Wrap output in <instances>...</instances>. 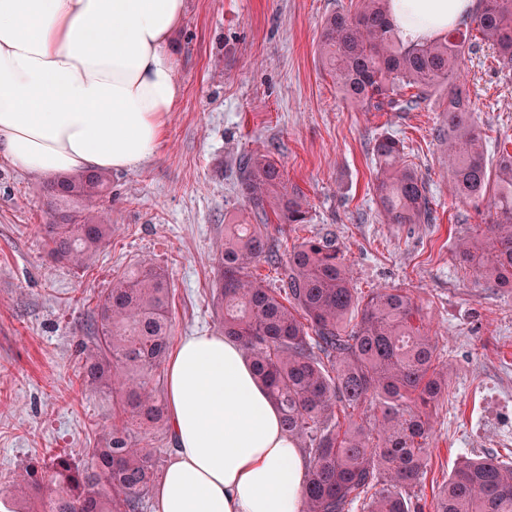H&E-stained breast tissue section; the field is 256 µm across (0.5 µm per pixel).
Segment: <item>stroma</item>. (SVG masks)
Segmentation results:
<instances>
[{"instance_id": "35a3bbf8", "label": "stroma", "mask_w": 512, "mask_h": 512, "mask_svg": "<svg viewBox=\"0 0 512 512\" xmlns=\"http://www.w3.org/2000/svg\"><path fill=\"white\" fill-rule=\"evenodd\" d=\"M357 0H185L172 54L181 96L155 152L110 171L96 201L112 235L89 272L50 259L37 233L47 223L45 175L0 159V490L24 467L56 454L81 463L112 423L111 397L85 391L77 345L112 280L147 260L167 270L173 341L218 329L212 296L224 226L251 222L233 168L267 153L311 205V221L270 226L280 253L304 240H334L362 294L403 288L429 327L448 392L424 415L431 469L417 493L431 499L458 458L512 461V292L484 288L454 256L483 217L448 193L434 130L445 87L421 108L364 112L343 100L318 54L321 27ZM495 160L512 138V69L488 46L458 70ZM403 139L437 221L389 224L376 202L375 138Z\"/></svg>"}]
</instances>
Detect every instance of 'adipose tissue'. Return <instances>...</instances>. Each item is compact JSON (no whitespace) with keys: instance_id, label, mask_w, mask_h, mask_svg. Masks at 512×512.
Returning <instances> with one entry per match:
<instances>
[{"instance_id":"obj_1","label":"adipose tissue","mask_w":512,"mask_h":512,"mask_svg":"<svg viewBox=\"0 0 512 512\" xmlns=\"http://www.w3.org/2000/svg\"><path fill=\"white\" fill-rule=\"evenodd\" d=\"M472 0H390L403 38L447 33ZM184 0H0V156L30 172L120 170L156 150L178 100ZM174 452L155 512H298L305 464L245 350L184 337L167 364Z\"/></svg>"}]
</instances>
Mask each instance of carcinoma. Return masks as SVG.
<instances>
[{
    "mask_svg": "<svg viewBox=\"0 0 512 512\" xmlns=\"http://www.w3.org/2000/svg\"><path fill=\"white\" fill-rule=\"evenodd\" d=\"M390 0H357L356 11L323 23L319 53L344 98L369 112L410 109L448 85L435 138L448 158L450 194L486 206L485 230L456 246V256L484 285L512 289V153L497 146L495 167L469 97L451 81L465 49H495L512 67V0H478L471 26L434 41L400 40ZM415 93L398 98L400 91ZM377 203L389 224H428V192L392 134L375 139ZM236 180L254 224L224 225L220 287L214 307L225 337L249 356L256 378L308 455L300 512H512V462L462 457L431 503L415 488L432 456L430 427L419 410L448 392L437 346L411 294L381 288L363 297L331 239L303 241L281 260L268 233L307 224L306 195L286 186L282 170L260 152L242 155ZM110 178L79 171L47 182L49 223L41 225L50 257L86 269L111 235L92 200ZM281 267L278 285L255 276L260 262ZM166 271L141 261L116 278L82 343L79 377L90 392L112 393L118 421L78 465L57 455L13 480L33 512H148L163 469L150 435L169 426L160 379L171 347Z\"/></svg>",
    "mask_w": 512,
    "mask_h": 512,
    "instance_id": "cac0c4a2",
    "label": "carcinoma"
}]
</instances>
